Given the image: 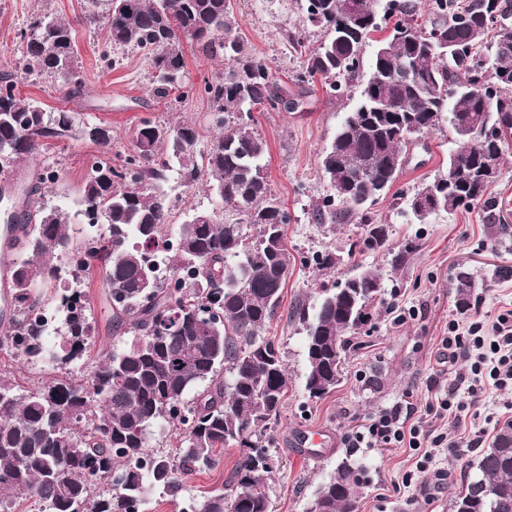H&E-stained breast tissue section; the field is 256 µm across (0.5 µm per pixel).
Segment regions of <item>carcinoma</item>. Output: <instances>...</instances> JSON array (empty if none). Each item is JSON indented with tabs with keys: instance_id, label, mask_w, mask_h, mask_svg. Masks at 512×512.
I'll list each match as a JSON object with an SVG mask.
<instances>
[{
	"instance_id": "cac0c4a2",
	"label": "carcinoma",
	"mask_w": 512,
	"mask_h": 512,
	"mask_svg": "<svg viewBox=\"0 0 512 512\" xmlns=\"http://www.w3.org/2000/svg\"><path fill=\"white\" fill-rule=\"evenodd\" d=\"M357 21L349 23L338 0H306L307 21L323 40L304 55L294 80L304 86L320 77L322 87L342 96L362 69L361 49L393 20V33L378 40L359 100L321 157L330 194L316 205L320 223L356 218L366 225L362 247L390 256L393 272L417 251L413 239L395 244L385 224L368 222L364 207L390 190L402 168L403 148L412 137L448 122L456 148L447 171L423 183L408 200L436 197L430 214L491 205L490 182L480 178L485 163L500 164L512 141L470 139L459 126L491 131L512 121V9L502 0H429L420 20L417 0H392L380 16L375 0H351ZM86 21L104 28L108 46L145 52L155 77L154 93L166 97L182 81L183 45L226 61L224 71L205 82L204 93L219 133L202 161L196 159L199 132L180 121L145 120L122 164L101 160L92 167L79 205L91 224L107 233L74 242L70 214L44 202L45 189L59 176L45 166L27 189L25 257L14 270V317L0 331V345L19 357L44 358L52 370L38 386L21 390L11 373L0 371V512H18L22 497L44 512H142L148 488L176 494L188 471L211 470L219 451L237 448L239 461L224 486L194 500L192 512H274L270 478L279 455L270 435L288 393V372L280 347L268 336L278 315L289 273L285 226L290 215L271 193L268 145L255 125L241 127L236 114L278 98L270 67L254 57L233 29L231 0H87ZM503 21L493 38L485 16ZM19 37L26 52L23 75L65 78L67 93L82 90L74 58L72 27L46 14L31 16ZM234 47L233 56L224 45ZM459 93L448 97L446 88ZM11 74L0 76V153L10 162L36 154L49 140H88L111 153L112 132L72 110L46 112L19 97ZM186 188L204 181L216 190L225 211L194 215L173 228L164 205L171 173ZM173 242L171 279L146 277L151 251ZM76 250L80 279L102 274L112 308V330L121 346L101 349L86 378L53 374L80 365L92 340V308L82 289L61 288L45 297L37 289L57 279L54 258ZM381 274L364 270L344 286L322 295L314 311L292 310L305 332L304 390L311 399L331 393L347 373L353 337L369 325L382 300ZM459 305L469 304L471 279L455 277ZM64 308L57 326L47 327L32 308ZM59 337L49 351L46 339ZM193 398H187L189 393ZM174 432L179 452L151 448V428ZM123 469L119 481L112 471ZM475 476L452 499V512H512V421L473 465ZM364 469L343 458L315 488L308 512H356Z\"/></svg>"
}]
</instances>
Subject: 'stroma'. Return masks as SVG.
I'll return each instance as SVG.
<instances>
[{"instance_id": "stroma-1", "label": "stroma", "mask_w": 512, "mask_h": 512, "mask_svg": "<svg viewBox=\"0 0 512 512\" xmlns=\"http://www.w3.org/2000/svg\"><path fill=\"white\" fill-rule=\"evenodd\" d=\"M36 13L71 24L85 86L79 97L69 99L60 79L27 76L16 86L20 97L38 101L45 111L70 108L86 121L110 127L115 136L110 157L116 164L130 151L134 132L145 119L194 123L200 133L198 151L208 149L213 137L211 112L199 88L223 69V58L211 59L186 46L184 99L173 112L166 99L152 92L153 71L142 52L117 50L119 65L105 66L100 58L104 33L86 23L83 0H0V72L17 65L24 52L17 34ZM233 17L238 34L251 53L269 65L281 93L299 103L292 111L256 113L255 119L269 148L270 188L290 215L286 237L291 264L282 306L270 328L285 355L289 379L281 419L272 430L279 453L272 500L275 512H306L315 486L345 457L349 429L393 406L411 403L425 412L447 390L456 369L441 344L450 320L490 322L499 312L512 309V278L496 274L497 269L512 266V149L504 155L500 177L487 189L492 207L460 208L420 224L408 211L406 196L445 170L455 142L445 127L413 138L397 181L368 208L373 223L388 225L391 241L413 238L418 243L405 272L392 273L383 253L358 248L364 234L359 221L319 224L312 218L315 202L330 192L319 160L357 94L331 97L320 83L295 85L292 75L302 52L316 48L323 36L307 23L305 0H234ZM101 157L88 141L66 140L52 143L38 158L60 174L46 200L70 210V236L75 241L91 231L76 202L89 167ZM497 224L506 225V234H492ZM328 251L336 255L335 268L318 270L317 255ZM462 268L474 278L465 308L459 306L453 286L454 275ZM363 269L377 270L384 277L376 315L355 338L343 382L322 399L309 398L304 390V333L291 318V309L299 304L314 307L323 291L339 288L347 276ZM81 287L92 301L94 348L118 345L100 274L85 278ZM478 455L475 449L463 455L444 451L439 464L450 473L447 485L439 489L429 482L415 483L400 490L397 482L414 467L412 449H358L354 459L366 476L357 512H451V499L470 477L468 464ZM238 458V449H224L216 468L185 474L184 490L177 496L151 490L145 512H179L188 498L222 486Z\"/></svg>"}]
</instances>
